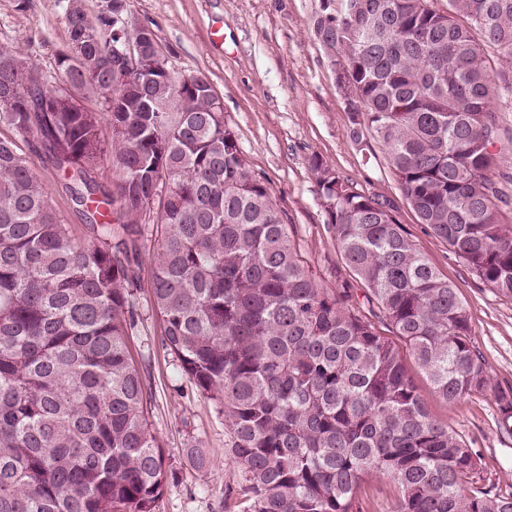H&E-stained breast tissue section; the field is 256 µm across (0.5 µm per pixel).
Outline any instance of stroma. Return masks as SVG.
<instances>
[{"mask_svg": "<svg viewBox=\"0 0 512 512\" xmlns=\"http://www.w3.org/2000/svg\"><path fill=\"white\" fill-rule=\"evenodd\" d=\"M321 0H125L129 29L150 27L174 77L203 75L224 102V119L235 132L249 169L264 178L286 223L292 224L304 260L327 287L349 273L310 169L320 156L356 191L392 201L396 216L437 272L453 283L465 303L473 338L487 367L512 385V298L487 288L428 234L407 206L377 139L355 144L351 114L336 88L330 61L313 22ZM68 42L62 0H0V45L21 49L54 81L57 56ZM50 202L64 223L80 230L63 181L38 165ZM137 325L129 337L133 358L151 385L148 421L170 467L155 512H244L240 472L227 449L229 436L215 403L182 375L160 342L162 324L150 305V284L138 293ZM414 380L430 413L462 434L480 457L483 483L512 494V436L498 428L495 405L482 396L447 404L427 380ZM195 445L211 460L197 470L186 455Z\"/></svg>", "mask_w": 512, "mask_h": 512, "instance_id": "35a3bbf8", "label": "stroma"}]
</instances>
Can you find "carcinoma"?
Segmentation results:
<instances>
[{"mask_svg":"<svg viewBox=\"0 0 512 512\" xmlns=\"http://www.w3.org/2000/svg\"><path fill=\"white\" fill-rule=\"evenodd\" d=\"M362 2L320 41L349 66L351 139L373 132L418 222L512 297V225L491 176L512 0ZM65 24L60 83L0 47V512H154L168 469L128 347L149 245L162 348L224 415L245 512H353L369 476L395 489L391 512H512L406 368L408 356L447 404L490 397L512 435V386L491 376L466 305L393 203L311 158L360 305L305 266L206 77L185 88L158 73L122 93L112 19L67 10ZM37 158L86 208L84 240Z\"/></svg>","mask_w":512,"mask_h":512,"instance_id":"1","label":"carcinoma"}]
</instances>
